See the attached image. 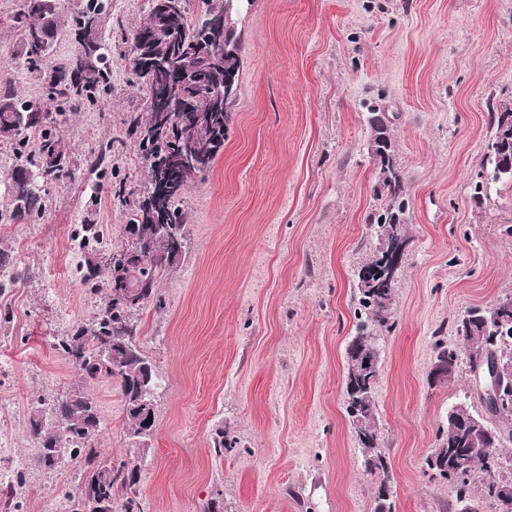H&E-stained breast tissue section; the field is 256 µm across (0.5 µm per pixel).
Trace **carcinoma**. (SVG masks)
<instances>
[{
  "label": "carcinoma",
  "mask_w": 512,
  "mask_h": 512,
  "mask_svg": "<svg viewBox=\"0 0 512 512\" xmlns=\"http://www.w3.org/2000/svg\"><path fill=\"white\" fill-rule=\"evenodd\" d=\"M56 7L50 13L45 0H24L23 9L12 19V30L17 33L18 55L27 72L40 81L47 99L54 107L49 110L22 99L8 84L0 85V141L9 142L21 153L19 161L9 174L10 213L16 223H31L45 208L41 183L45 178L59 179L72 175L67 147L61 135L52 128L66 122L67 116L88 106L97 105L112 92V39L120 38L126 45L124 59L128 60L136 84L144 91L141 113L126 122L125 135L132 141L143 160L149 185L147 194L131 209L125 224L126 237L136 240L141 258L126 268L122 279L129 289H138L141 306L153 302L156 286L164 272L181 259L185 248V218L180 210L184 194L193 184L204 179L212 170L217 157L224 151L230 109L235 97L224 98L226 79L239 81L241 67L240 41H235L224 53V58H211L209 48L219 36L209 38L198 29V16L223 15L231 10L236 15L243 3L251 0H177L162 15L155 8L156 0H147L143 22L129 32L109 24L111 4L103 0H70V8L62 7V0H54ZM177 33L188 46L182 54L169 60L170 69L152 72L137 57L140 40H145L157 56L165 54L168 41L158 31ZM74 40L75 52L80 54L76 68L58 67L52 63L48 42H56L62 33ZM180 121L181 129L189 131L188 140L178 141L166 148L163 127L170 119ZM494 127L492 145L496 150L487 155L482 172L474 184L476 198L500 181L512 180V173L497 174L502 165L512 164V106L502 103L492 107ZM390 121L380 109H370V136L367 146L374 165L388 169L389 177L378 182L384 204L378 210L372 225L377 235L408 236L405 223L406 202L403 197L401 172L396 162L395 142L390 133ZM153 132L151 139L144 132ZM166 153L165 169L153 168L151 158ZM384 257L372 254L358 269L356 281L368 275L375 281L371 289L357 288L358 311L353 352L347 356L345 374V412L348 416L363 464L371 474H387L388 462L381 447L376 420L361 421L357 406H369L376 413L374 390L379 375L365 373L360 363L378 355L373 343L378 331L389 327L392 319L396 278L384 277L380 270ZM115 268L111 259L104 267L96 266L82 279L92 295L99 297L98 313L89 323L74 327L70 334L55 340L54 347L78 368L82 383L60 397L56 404L58 424L53 429L43 426L35 415L31 432L39 442L36 462L39 466L55 467L46 455L51 448L59 461H69L80 467L81 484L78 493L68 496L72 512H98L92 503L104 502L111 512H141V503L133 490L134 473L128 463L114 464L112 458L101 455L95 448L100 421L93 399L84 384L97 379L120 380L125 398L128 433L145 439L154 430L155 423L145 425L141 409L136 407V390L148 384L147 399L153 400L158 388L154 366L144 355L136 338L132 321L134 309L118 303L117 289L113 288ZM112 344L115 357L108 363L99 358V337ZM457 341L448 343L444 336L435 337L434 357L448 358V383H453L466 348L479 344L492 354L512 358V311L499 313L498 305L476 312L471 307L464 311L456 324ZM505 404L495 413L502 425L492 428L495 446L484 447L478 441L482 428L489 427L474 406L463 402L465 409L452 406L448 422H460L456 430L438 429L436 447L426 461L435 460L445 471L439 478L455 488L456 501L474 498L479 476H484L483 491L478 494L503 512L502 501H512V481L499 479L498 473L508 462L502 448L512 443V388L504 392ZM237 441H226L224 431L213 437L216 457L235 449Z\"/></svg>",
  "instance_id": "cac0c4a2"
}]
</instances>
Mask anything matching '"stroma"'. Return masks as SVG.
<instances>
[{"instance_id": "35a3bbf8", "label": "stroma", "mask_w": 512, "mask_h": 512, "mask_svg": "<svg viewBox=\"0 0 512 512\" xmlns=\"http://www.w3.org/2000/svg\"><path fill=\"white\" fill-rule=\"evenodd\" d=\"M0 0V83L44 102L19 63ZM238 30L243 67L224 151L187 192L188 246L134 315L161 384L147 449L125 429L119 380L87 385L97 446L135 468L144 512H373L345 412L346 346L355 334L356 272L377 247L376 170L366 148L371 106L397 143L412 243L398 276L393 326L375 345L377 421L396 512H459L453 488L424 461L452 405L471 389L433 385L435 336H454L470 307L512 292V182L474 202L492 139L490 107L512 103V0H252ZM106 104L61 131L76 171L42 185L34 224L0 221V248L25 280L0 298V486L22 512H67L79 473L35 463L33 404L44 426L78 384L53 347L98 301L81 284L94 249L74 234L98 225L124 246L146 185L125 121L143 93L113 63ZM223 430L236 440L212 453Z\"/></svg>"}]
</instances>
